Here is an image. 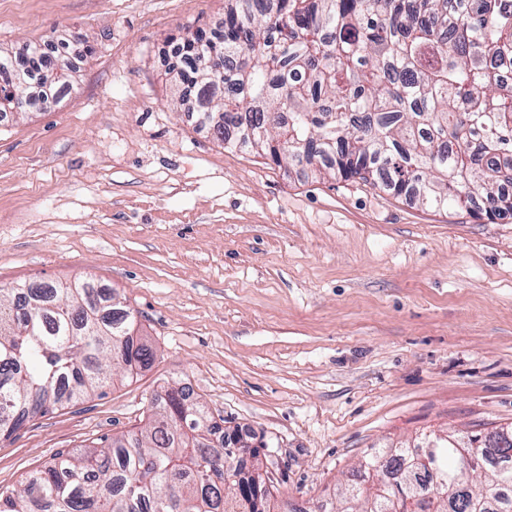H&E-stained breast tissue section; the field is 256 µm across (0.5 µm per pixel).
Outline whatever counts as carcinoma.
I'll return each instance as SVG.
<instances>
[{
    "label": "carcinoma",
    "instance_id": "obj_1",
    "mask_svg": "<svg viewBox=\"0 0 512 512\" xmlns=\"http://www.w3.org/2000/svg\"><path fill=\"white\" fill-rule=\"evenodd\" d=\"M170 40L180 104L224 146L438 210L480 198L490 218L512 216V85L486 66L512 63V0H228L220 34ZM92 53L66 33L0 50V117L47 107ZM154 360L130 309L93 280L0 289V437ZM150 405V426L56 454L0 492V512H268L273 480L239 431L214 445L219 426L180 388ZM467 454L482 471L469 493ZM380 458L363 464L378 482L336 512H448L450 497L453 512H512V438Z\"/></svg>",
    "mask_w": 512,
    "mask_h": 512
}]
</instances>
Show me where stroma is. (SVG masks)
I'll return each instance as SVG.
<instances>
[{"label":"stroma","instance_id":"obj_1","mask_svg":"<svg viewBox=\"0 0 512 512\" xmlns=\"http://www.w3.org/2000/svg\"><path fill=\"white\" fill-rule=\"evenodd\" d=\"M225 2L0 0L1 48H94L50 109L0 120V288L95 280L156 351L0 440L1 490L145 426L168 386L258 448L277 512H330L377 449L512 422V217L224 147L173 100L169 37Z\"/></svg>","mask_w":512,"mask_h":512}]
</instances>
